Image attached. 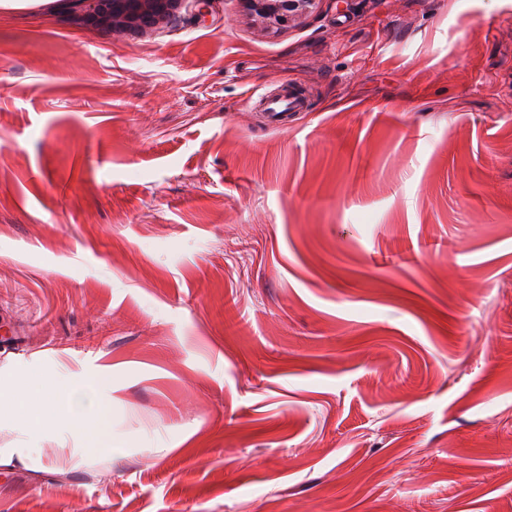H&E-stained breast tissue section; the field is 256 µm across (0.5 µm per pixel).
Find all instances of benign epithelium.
I'll return each instance as SVG.
<instances>
[{"label":"benign epithelium","instance_id":"7a95c632","mask_svg":"<svg viewBox=\"0 0 512 512\" xmlns=\"http://www.w3.org/2000/svg\"><path fill=\"white\" fill-rule=\"evenodd\" d=\"M92 10L77 16L87 25L129 34L162 27L180 15L185 0H92ZM324 0H239L243 16L262 35L276 34L316 15Z\"/></svg>","mask_w":512,"mask_h":512}]
</instances>
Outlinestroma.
Listing matches in <instances>:
<instances>
[{"label":"stroma","mask_w":512,"mask_h":512,"mask_svg":"<svg viewBox=\"0 0 512 512\" xmlns=\"http://www.w3.org/2000/svg\"><path fill=\"white\" fill-rule=\"evenodd\" d=\"M31 364L111 372L125 452L0 466V512H505L512 0L0 10V381ZM92 10L77 19L87 25L129 34L167 25L180 15L185 0H92ZM325 0H239L243 16L262 35L277 34L316 15ZM254 96L255 94L249 96V101L258 102V106L265 113V118L272 127L288 126V117L293 112H300L305 105L292 83H283L277 93L258 94L256 98Z\"/></svg>","instance_id":"stroma-1"}]
</instances>
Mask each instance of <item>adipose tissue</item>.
I'll return each instance as SVG.
<instances>
[{
	"label": "adipose tissue",
	"mask_w": 512,
	"mask_h": 512,
	"mask_svg": "<svg viewBox=\"0 0 512 512\" xmlns=\"http://www.w3.org/2000/svg\"><path fill=\"white\" fill-rule=\"evenodd\" d=\"M112 378L101 373L85 381L59 369L30 366L16 371L0 389V419L26 436L25 444L0 447V465L59 472L88 465L111 467L120 451L112 445ZM59 454L44 458L41 442Z\"/></svg>",
	"instance_id": "adipose-tissue-1"
}]
</instances>
